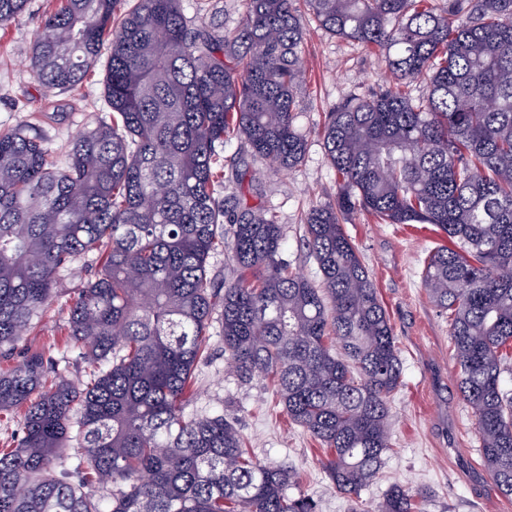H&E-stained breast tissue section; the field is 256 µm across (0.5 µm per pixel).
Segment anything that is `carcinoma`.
I'll list each match as a JSON object with an SVG mask.
<instances>
[{
    "label": "carcinoma",
    "mask_w": 512,
    "mask_h": 512,
    "mask_svg": "<svg viewBox=\"0 0 512 512\" xmlns=\"http://www.w3.org/2000/svg\"><path fill=\"white\" fill-rule=\"evenodd\" d=\"M238 25L182 0H60L29 48L50 90L81 84L108 50V116L50 160L25 128L0 131V512H318L291 467L256 459L224 412L188 413L221 309L224 357L243 382L272 379L288 416L327 447L350 498L393 451L402 362L390 316L344 230L432 224L422 282L448 314L481 457L512 497V0H243ZM28 0H0V23ZM381 52L391 80L326 113L336 197L305 218L315 284L282 258L276 215L230 204L224 157L241 139L280 173L299 166L304 21ZM426 85L419 97L414 83ZM105 251L68 313L87 380L19 350L60 272ZM227 253L231 278L209 271ZM426 488L395 484L378 512H423Z\"/></svg>",
    "instance_id": "obj_1"
}]
</instances>
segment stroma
Instances as JSON below:
<instances>
[{
	"label": "stroma",
	"instance_id": "stroma-1",
	"mask_svg": "<svg viewBox=\"0 0 512 512\" xmlns=\"http://www.w3.org/2000/svg\"><path fill=\"white\" fill-rule=\"evenodd\" d=\"M45 7V0H29L24 13L0 24V131L28 128L44 139L51 158L62 164L73 137L99 119L106 107L105 67L97 65L75 91L41 86L22 51L32 44ZM388 78L378 52L331 36L308 21L296 120L308 134L304 162L275 175L261 162L247 160L250 174L261 181L257 198L236 182L224 185V194L275 212L285 239L284 258L310 280H319L320 274L303 245L302 218L312 205L327 202L338 190L319 134L324 116L351 94ZM345 230L389 313L402 362L403 382L391 400L394 451L362 489L363 512H377L396 483L430 489L433 496L425 512H512V498L498 492L483 466L474 413L457 388L448 316L429 301L422 283L428 255L447 244V237L429 224H376L361 214ZM102 259L101 253H90L61 273L56 296L21 342L22 347L46 351L59 360L63 374L76 382L84 380L87 368L67 341L65 321ZM186 401L190 413L223 410L258 458L292 466L298 474L293 494L316 499L319 512H351L350 499L337 493L326 476L324 450L290 421L268 381L238 380L224 357L220 337H213L212 356L199 366Z\"/></svg>",
	"mask_w": 512,
	"mask_h": 512
}]
</instances>
